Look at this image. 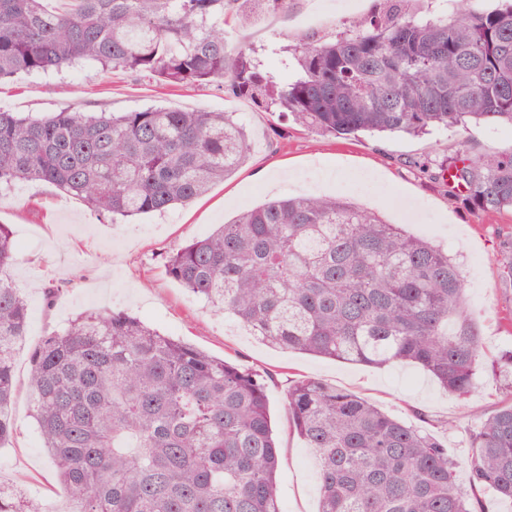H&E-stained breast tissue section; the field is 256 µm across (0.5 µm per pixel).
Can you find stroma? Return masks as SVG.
<instances>
[{
    "instance_id": "1",
    "label": "stroma",
    "mask_w": 512,
    "mask_h": 512,
    "mask_svg": "<svg viewBox=\"0 0 512 512\" xmlns=\"http://www.w3.org/2000/svg\"><path fill=\"white\" fill-rule=\"evenodd\" d=\"M310 0H292L286 12L248 29L227 23L226 49L262 50L270 43L296 46L309 34L351 29L355 17L327 0L315 29L300 27ZM163 105L179 110L235 112L246 122L252 151L246 164L193 204L165 213L112 221L86 202L43 182H19L0 191V224L10 225L18 259L10 274L29 307L28 331L15 360L14 437L0 446V479L26 487L58 508L67 493L56 479L30 414L29 354L46 332L65 329L80 313L122 310L168 336L183 339L245 369L267 373V392L281 465V512H318V466L288 422V389L316 379L375 403L408 424L434 434L456 460L457 478L468 484L469 441L506 399L493 364L512 350V295L499 286L496 243L512 232V212H476L452 197L437 166L459 151H512V127L469 125L407 135L328 137L295 123L274 107L225 95L218 84L185 88L149 76L105 71L83 61L62 72L19 74L0 80V111L38 117L50 112H126ZM309 193L341 197L387 222L431 239L455 255L466 276V296L483 337L482 366L471 392L443 391L411 365L382 369L288 352L258 342L188 294L165 271L163 252L209 236L241 211L267 200ZM61 286L46 306L40 284Z\"/></svg>"
}]
</instances>
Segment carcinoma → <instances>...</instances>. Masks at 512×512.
<instances>
[{"instance_id": "cac0c4a2", "label": "carcinoma", "mask_w": 512, "mask_h": 512, "mask_svg": "<svg viewBox=\"0 0 512 512\" xmlns=\"http://www.w3.org/2000/svg\"><path fill=\"white\" fill-rule=\"evenodd\" d=\"M0 0V78L93 61L160 83H217L325 136H412L468 124L512 127V2L438 17L377 0L355 29L225 50L288 0ZM235 112L153 108L40 119L0 112V184L47 182L104 216L187 205L249 158ZM448 191L483 212L512 209V151L452 158ZM170 276L281 349L371 367L410 363L459 396L473 387L482 336L457 263L336 197H285L241 213L165 256ZM0 224V444L15 432V353L26 300ZM512 290V236L498 242ZM494 371L512 394V351ZM28 394L42 445L68 492L63 512H281L266 380L124 311H86L30 354ZM288 417L317 455L319 512H483L512 500V400L487 416L467 458L471 492L434 435L362 397L304 379ZM0 512H56L0 483Z\"/></svg>"}]
</instances>
